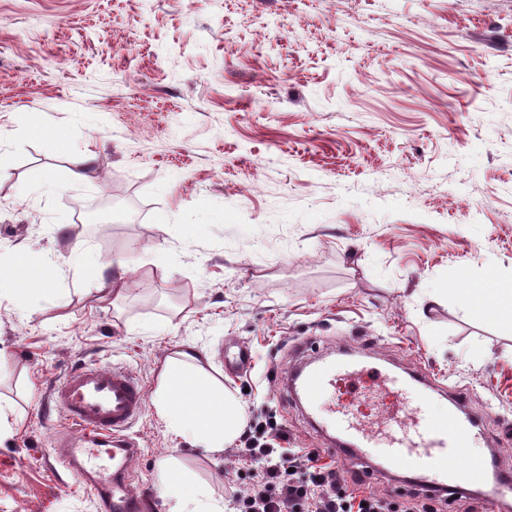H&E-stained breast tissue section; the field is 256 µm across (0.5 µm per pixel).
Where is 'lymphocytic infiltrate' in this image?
I'll list each match as a JSON object with an SVG mask.
<instances>
[{"label": "lymphocytic infiltrate", "instance_id": "lymphocytic-infiltrate-1", "mask_svg": "<svg viewBox=\"0 0 512 512\" xmlns=\"http://www.w3.org/2000/svg\"><path fill=\"white\" fill-rule=\"evenodd\" d=\"M242 440L238 456L260 462L261 469L252 487L239 494V512H396L374 493L349 489L340 472L321 462L317 452L258 448L247 431Z\"/></svg>", "mask_w": 512, "mask_h": 512}]
</instances>
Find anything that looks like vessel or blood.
Listing matches in <instances>:
<instances>
[{
  "label": "vessel or blood",
  "instance_id": "obj_1",
  "mask_svg": "<svg viewBox=\"0 0 512 512\" xmlns=\"http://www.w3.org/2000/svg\"><path fill=\"white\" fill-rule=\"evenodd\" d=\"M283 383L309 405L333 394L337 406L319 428L333 454L358 461L365 474L396 468L410 474L412 491L435 497L453 498L478 485L492 507L512 498V472L472 453L484 428L467 414L464 395L438 407L422 369L391 373L359 358H318L290 371ZM146 398L135 376L96 363L72 368L49 390L51 408L71 425L59 442L58 461L86 471L85 487L101 512L147 508L146 498L130 488L131 462L139 450L128 435Z\"/></svg>",
  "mask_w": 512,
  "mask_h": 512
}]
</instances>
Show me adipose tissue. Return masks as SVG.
<instances>
[{"mask_svg": "<svg viewBox=\"0 0 512 512\" xmlns=\"http://www.w3.org/2000/svg\"><path fill=\"white\" fill-rule=\"evenodd\" d=\"M197 366L195 350L190 346L179 358L167 360L155 404L170 432L220 453L244 427V409L227 388L216 387L204 377L191 378L190 372Z\"/></svg>", "mask_w": 512, "mask_h": 512, "instance_id": "ef3b65f1", "label": "adipose tissue"}]
</instances>
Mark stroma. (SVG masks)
<instances>
[{"instance_id":"35a3bbf8","label":"stroma","mask_w":512,"mask_h":512,"mask_svg":"<svg viewBox=\"0 0 512 512\" xmlns=\"http://www.w3.org/2000/svg\"><path fill=\"white\" fill-rule=\"evenodd\" d=\"M126 193L144 216L75 217ZM48 258L73 268L0 295V512H100L56 462L49 385L94 361L152 397L188 342L259 443L325 450L281 378L366 341L464 391L512 468V321L463 301L512 281V0H0V263ZM119 259L128 290L96 302ZM129 435L149 512H237L234 445L174 438L152 400Z\"/></svg>"}]
</instances>
